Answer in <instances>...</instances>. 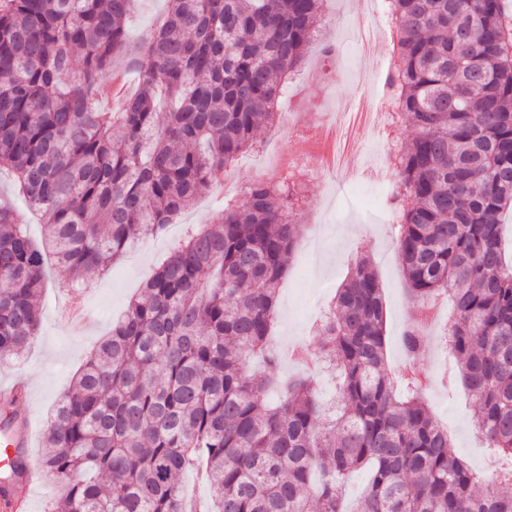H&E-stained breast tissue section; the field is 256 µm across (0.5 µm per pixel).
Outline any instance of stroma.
Segmentation results:
<instances>
[{
	"label": "stroma",
	"mask_w": 512,
	"mask_h": 512,
	"mask_svg": "<svg viewBox=\"0 0 512 512\" xmlns=\"http://www.w3.org/2000/svg\"><path fill=\"white\" fill-rule=\"evenodd\" d=\"M361 17L373 27L385 24L375 0H327L317 37L279 100L272 124L262 130L252 148L220 173L223 189L199 198L162 235L139 240L106 274L88 282L84 300L94 320L82 331L61 324L69 276L54 261H47L40 334L22 354L0 362V383L26 393L16 408L34 423L33 456L41 454L44 421L51 405L68 389L86 353L109 334L113 320L187 230L210 223L213 212L225 201L243 202L256 181L289 178L297 199L293 216L303 226V237L279 292L278 343L287 347L301 341L314 346L320 315L352 263L366 258L383 289L386 361L389 372H396L412 304L395 248L399 230L388 211L391 186L368 179L348 182L331 169L310 172L301 163L320 148L316 126L335 121L331 107L336 99L358 92L373 98L379 93L378 87L361 88L350 79L354 72L377 71L389 50L386 42L378 41L365 52L350 40L349 32ZM336 43L344 48L348 69L334 67L332 59L322 53L325 45ZM427 402L447 428L455 454L471 467L482 465V452L470 435L477 413L472 398L463 389L451 391L440 385Z\"/></svg>",
	"instance_id": "obj_1"
}]
</instances>
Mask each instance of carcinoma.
<instances>
[{"label":"carcinoma","instance_id":"1","mask_svg":"<svg viewBox=\"0 0 512 512\" xmlns=\"http://www.w3.org/2000/svg\"><path fill=\"white\" fill-rule=\"evenodd\" d=\"M131 0H0V174L44 226L37 246L0 204V362L42 325L52 253L78 287L159 235L253 146L307 52L324 0H167L120 112L97 104L127 51ZM387 85L414 132L396 141L391 212L414 303L403 335L424 350L425 305L452 301L450 352L499 462L452 452L420 393L385 369L384 302L355 262L276 375L277 298L303 227L290 189L257 182L189 232L87 355L43 430L37 462L60 487L44 512H512V11L504 0H384ZM336 377L324 407L317 373ZM370 469L353 510L351 473Z\"/></svg>","mask_w":512,"mask_h":512}]
</instances>
